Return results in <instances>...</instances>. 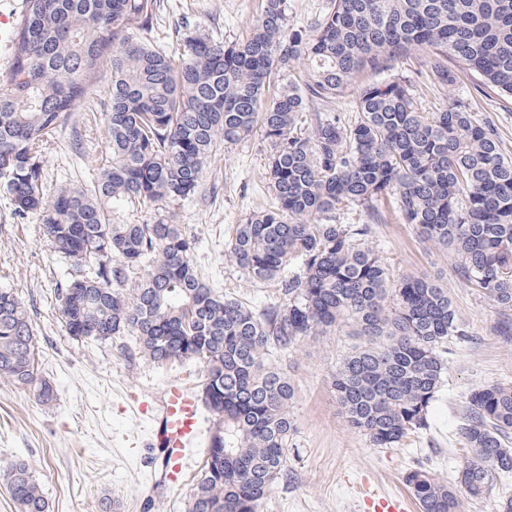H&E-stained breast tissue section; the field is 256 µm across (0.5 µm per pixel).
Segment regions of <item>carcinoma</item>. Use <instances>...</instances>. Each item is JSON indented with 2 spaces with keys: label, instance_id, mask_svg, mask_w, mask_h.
<instances>
[{
  "label": "carcinoma",
  "instance_id": "1",
  "mask_svg": "<svg viewBox=\"0 0 512 512\" xmlns=\"http://www.w3.org/2000/svg\"><path fill=\"white\" fill-rule=\"evenodd\" d=\"M157 0H23L0 78V186L14 213L36 215L73 273L58 291L72 339L130 336L163 365L196 361L211 417L206 461L188 512H256L286 476L297 432V387L277 358L308 338L348 330L358 342L332 376L345 423L375 448L428 427L448 373V339L468 335L448 289L390 279L368 246L372 224H339L361 207L373 224L394 196L403 224L451 254L512 337V158L494 127L459 105L426 112L396 63L421 52L447 87L458 69L512 97V0H332L310 29L288 27L287 0H262L243 42L193 34L171 57L145 41ZM306 68L300 85L295 64ZM105 159L89 189L43 190V152L75 107L99 90ZM352 94L356 115L316 112ZM261 128L276 204L235 229L226 255L253 282L277 281L261 307L217 293L198 275L196 242L180 225L112 223V204L185 199L217 143ZM29 308L0 288V383L33 388ZM471 456L454 487L425 468L405 477L419 512H463L460 493L486 497L512 477V385L474 390L457 428ZM14 512H48L36 465L0 468Z\"/></svg>",
  "mask_w": 512,
  "mask_h": 512
}]
</instances>
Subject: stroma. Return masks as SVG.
I'll return each mask as SVG.
<instances>
[{
	"label": "stroma",
	"instance_id": "1",
	"mask_svg": "<svg viewBox=\"0 0 512 512\" xmlns=\"http://www.w3.org/2000/svg\"><path fill=\"white\" fill-rule=\"evenodd\" d=\"M262 0H158L151 43L179 56L186 34L239 41L249 33ZM397 72L422 107L437 112L460 103L479 120L492 121L505 155L512 157V98L481 88L468 72L446 89L431 81L422 54L400 61ZM105 94L77 105L73 127L59 129L44 153L47 194L60 187H87L98 174L104 150L101 113ZM83 134L74 149L73 129ZM269 145L262 132L220 145L208 161L197 194L164 205L113 212L117 222L151 224L165 218L181 225L196 247L199 275L220 294L260 306L274 301L277 285L254 283L225 255L234 227L250 211L270 206ZM382 221L370 244L394 276L425 275L447 288L466 342L449 340L448 376L428 414L426 430L394 448L373 447L350 429L336 405L329 379L352 344L346 333L320 336L284 355L280 367L298 396L292 412L298 431L288 455V478L276 485L257 512H375L381 497L400 499L405 512H419L403 478L423 467L451 482L469 456L456 433L471 392L493 383L512 384V339L497 336L500 318L486 299L467 288L451 256L424 242L412 225L400 223L390 201L379 205ZM68 266L53 252L36 216L18 218L0 190V287L14 289L32 310L38 375L54 391L42 402L30 389L0 384V466L28 458L37 464L49 512H99L102 497L119 512H187L193 485L205 461L206 443L187 450L181 485L152 495L159 473L148 466L155 406L170 383L197 389L201 366H164L140 359L133 345L71 339L57 308V291Z\"/></svg>",
	"mask_w": 512,
	"mask_h": 512
}]
</instances>
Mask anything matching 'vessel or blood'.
<instances>
[{
  "label": "vessel or blood",
  "mask_w": 512,
  "mask_h": 512,
  "mask_svg": "<svg viewBox=\"0 0 512 512\" xmlns=\"http://www.w3.org/2000/svg\"><path fill=\"white\" fill-rule=\"evenodd\" d=\"M200 420L201 410L196 397L179 384L169 385L152 434V444L161 457L159 480L163 485L171 486L178 482L184 450L198 439Z\"/></svg>",
  "instance_id": "b4317fda"
}]
</instances>
